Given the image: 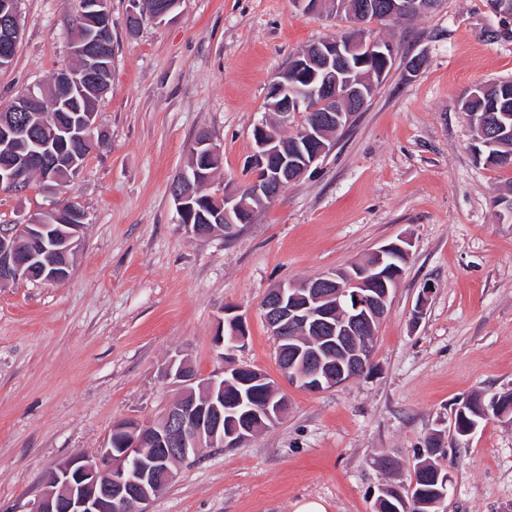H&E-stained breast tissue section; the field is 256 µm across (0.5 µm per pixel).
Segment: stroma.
<instances>
[{
  "label": "stroma",
  "mask_w": 512,
  "mask_h": 512,
  "mask_svg": "<svg viewBox=\"0 0 512 512\" xmlns=\"http://www.w3.org/2000/svg\"><path fill=\"white\" fill-rule=\"evenodd\" d=\"M81 0H20L21 38L0 69V111L27 86L71 67ZM129 0H111L112 82L98 112L106 132L71 179L66 201L87 215L69 278L0 288V512H29L49 471L102 447L114 422L155 419L173 391L176 352L218 371L224 310L245 315L237 362L273 379L280 421L235 448H204L146 512H376L390 477L414 474L426 440L447 434L474 393L512 390V223L494 201L512 167L470 149L465 92L512 79V38L492 39L486 0H441L426 15L372 22L395 47L384 80L334 150L234 235L197 237L179 224L170 185L198 134L223 147L206 186L244 184L267 88L291 56L345 23L293 0H181L178 15L129 35ZM38 180L0 191V224L45 205ZM407 237L410 253L374 340L371 365L337 387L291 386L262 301L280 283L343 269ZM433 293L415 309L424 283ZM453 477L444 512H512V420L447 443Z\"/></svg>",
  "instance_id": "stroma-1"
}]
</instances>
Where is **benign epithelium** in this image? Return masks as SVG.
Listing matches in <instances>:
<instances>
[{
	"mask_svg": "<svg viewBox=\"0 0 512 512\" xmlns=\"http://www.w3.org/2000/svg\"><path fill=\"white\" fill-rule=\"evenodd\" d=\"M130 16H148L162 23L174 12L175 5L168 0H130ZM489 9L500 17L501 29H512V12L497 0H487ZM414 0H366L363 11L374 19L403 20L413 15ZM364 26L361 18L354 19L341 37L312 44L297 53L288 66L278 73L267 91V99L277 103L280 116L299 109L301 103L322 98L328 108L322 114H314L301 131L295 150L283 151L274 132L266 128V122L256 125L255 148L249 162L251 177L236 189H224L222 209L224 230L228 233L243 220L247 200L273 199L284 183L301 179L314 165L334 149L333 138L325 128L333 124H346L362 109L363 95L339 90V74L350 55H363V63L376 60L382 64L380 75H385L394 47L387 43L366 38L360 31ZM20 38L18 0H0V44L16 45ZM101 33L81 43L76 42L73 52L82 60L78 68L64 70L54 77L55 96L63 100L90 78H97L101 95H106L110 84L99 70ZM321 74L318 81L310 80V86L302 92L294 91L288 84V71ZM34 88L22 90L12 104L14 112H28L38 101ZM96 113L83 120L70 134L57 132L59 141L54 145L33 139L29 154L7 160L0 167V185H25L30 181L33 169L43 168L52 172L76 171L80 167L79 156L71 151L78 143H86L95 137ZM4 139H25L31 132L12 119L4 123ZM190 152L211 157L221 155L219 143L209 136L195 141ZM181 190L173 196V203L183 224L193 235L206 236L203 229L192 223L195 198L186 188L199 182L196 174L188 169L177 177ZM44 192L51 203L41 213L23 224H16L0 244V287L28 278L30 266L40 262L46 249L44 230L50 218L56 216V199L64 192V185L44 184ZM410 242L404 238L380 246L373 251L372 261L352 264V270L334 271L300 282H289L271 289L263 303L264 317L272 334L278 340L288 339V332L300 326L304 331L319 337L317 348L303 351L291 349L288 362V383L309 392L342 385L356 377L360 369L371 361L369 341L357 344V350L344 363L333 367L324 355L338 349L336 333L342 332L360 339V334L374 321L382 318L388 308L389 294L371 296L362 303L355 301L353 312L345 315L342 324H336V312L341 310L348 297V289L363 287L380 277L384 256L395 252L408 255ZM225 321L231 339L224 343V334L215 338L220 358L228 360L233 352L243 349L247 342L245 317L234 310L225 311ZM226 367L203 377L191 362L180 355L172 356L164 368V375L177 389L175 398L155 420L146 423L129 419L116 422L112 434L121 437V447H112V439L93 455H76L59 464L46 478L41 493L32 503L30 512H145V505L160 491V484H169L176 476V467L184 461L196 459L200 449L207 446L234 448L238 443L259 432L253 424H229L224 422V374ZM207 390L208 396L197 401L194 389ZM477 405L487 418L505 419L512 416V402L495 398L487 401L479 397Z\"/></svg>",
	"mask_w": 512,
	"mask_h": 512,
	"instance_id": "obj_1",
	"label": "benign epithelium"
}]
</instances>
